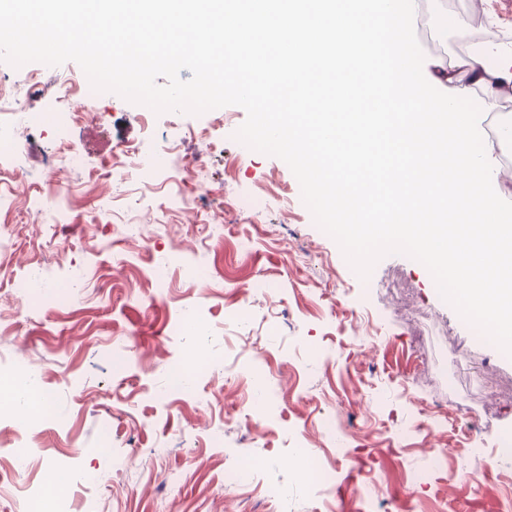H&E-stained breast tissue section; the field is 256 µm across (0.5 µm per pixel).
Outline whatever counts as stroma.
<instances>
[{"label":"stroma","instance_id":"1","mask_svg":"<svg viewBox=\"0 0 512 512\" xmlns=\"http://www.w3.org/2000/svg\"><path fill=\"white\" fill-rule=\"evenodd\" d=\"M451 0H424L414 29L424 54L463 55L469 29L449 23ZM44 92L35 138L45 151L69 105L95 121L71 127L91 144L86 172L47 165L26 150L0 156L21 181L0 189V222L20 225L0 265V364L26 362L57 413L21 428L0 417V469L27 451L26 471L0 488V512H18L27 486L47 487L99 469L110 483L84 491L92 512H501L512 493V355L466 322L424 265L404 254L360 277L320 229L281 159L234 137L243 108L161 114L113 92L62 94L84 79L73 61L25 64ZM175 140L205 170L172 183L115 187L117 147ZM69 188L68 217L26 199ZM263 193L258 213H236ZM220 212L221 242L202 231ZM140 224L145 241L125 238ZM41 292L86 276L80 300L32 309L13 286L32 266ZM163 266L164 288L146 275ZM193 266L218 280L201 291ZM204 352L213 369L165 400L154 390ZM493 426L472 438L469 423ZM481 453V485L459 480L468 452ZM332 475L317 495L307 470Z\"/></svg>","mask_w":512,"mask_h":512}]
</instances>
